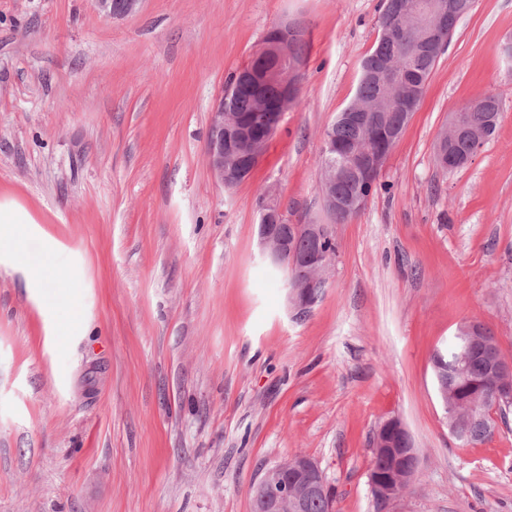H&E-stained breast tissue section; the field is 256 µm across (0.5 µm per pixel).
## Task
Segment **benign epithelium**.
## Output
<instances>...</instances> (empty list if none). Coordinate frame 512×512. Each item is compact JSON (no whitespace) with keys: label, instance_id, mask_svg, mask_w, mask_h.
I'll return each mask as SVG.
<instances>
[{"label":"benign epithelium","instance_id":"1","mask_svg":"<svg viewBox=\"0 0 512 512\" xmlns=\"http://www.w3.org/2000/svg\"><path fill=\"white\" fill-rule=\"evenodd\" d=\"M98 13L104 17L125 16L135 12L141 0H93ZM471 8L468 0H448L447 5L438 0H427L415 13L418 35L415 46L436 52L440 46L437 34L442 30L453 32L458 19ZM297 29L284 22L270 29L262 44L252 57L274 52L279 59L288 60V41ZM284 113H254L245 123H237L235 117L224 111V96H219L210 113L209 134L206 146V161L214 178L225 187H233L245 180L266 152L267 145L276 134ZM470 130L453 117L448 129L439 140L438 159L446 164V148ZM388 154L371 149L362 158H349L341 166L336 161L328 162L330 178H321L320 194L323 205L331 217L341 214L356 216L365 206L368 196L359 192L354 196L340 197L333 184L336 175L344 170L357 167L360 185H368L375 174L382 171ZM282 211L277 202L264 200L260 206V224L257 241L261 255L272 266L285 268L296 261L293 253L282 238ZM292 232L312 239L317 250L301 259L308 267V280H291L288 283L289 309L296 318L306 316L311 304L309 293L312 288H323L326 272L334 257L324 250L323 244L331 238L326 224H293ZM485 327L470 321L456 333L461 348L457 355L455 375L462 383L468 382L467 363L471 354L478 350L486 360L489 372L502 377L496 391L498 403L512 404V362L504 359L497 343L481 339ZM435 377L442 406L448 424L449 435L462 445L470 439L468 424L484 420L483 404L475 398L463 413L448 405L446 385L448 379L438 362H433ZM419 457L412 436L405 424L397 417L384 421L374 436L373 463L369 473V484L374 500L387 505L403 496V487L413 483L418 472ZM330 495L325 476L319 464L305 454H296L275 467L267 470L254 485L252 512H303L307 498Z\"/></svg>","mask_w":512,"mask_h":512}]
</instances>
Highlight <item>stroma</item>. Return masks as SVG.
Returning a JSON list of instances; mask_svg holds the SVG:
<instances>
[{"label":"stroma","instance_id":"obj_1","mask_svg":"<svg viewBox=\"0 0 512 512\" xmlns=\"http://www.w3.org/2000/svg\"><path fill=\"white\" fill-rule=\"evenodd\" d=\"M382 0H0V201L64 274L47 302L0 246V512H251L314 458L335 512H376L371 440L398 417L420 465L385 512H512V408L448 433L432 356L482 322L512 361V0H475L361 212L332 223L324 132L354 98ZM304 29L301 92L251 175L223 188L210 113L274 23ZM500 101L463 168L435 160L463 104ZM330 225L309 315L257 248L260 202ZM142 0H93L103 17L125 16L134 13ZM35 223L33 218L17 204H2L0 202V224L1 227H10L18 230L19 224Z\"/></svg>","mask_w":512,"mask_h":512}]
</instances>
